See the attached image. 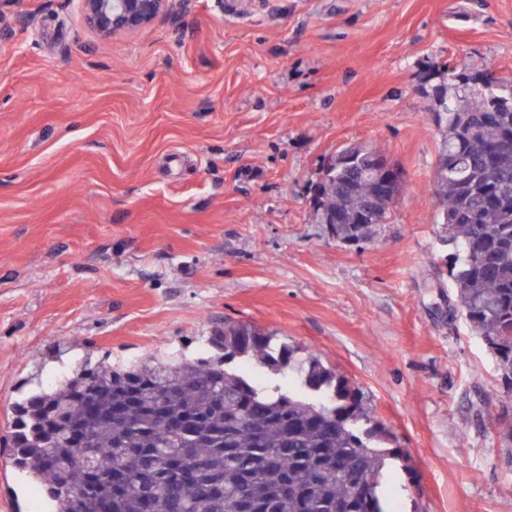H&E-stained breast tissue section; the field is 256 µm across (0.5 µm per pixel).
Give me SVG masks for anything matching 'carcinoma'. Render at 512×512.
I'll return each instance as SVG.
<instances>
[{
    "label": "carcinoma",
    "instance_id": "cac0c4a2",
    "mask_svg": "<svg viewBox=\"0 0 512 512\" xmlns=\"http://www.w3.org/2000/svg\"><path fill=\"white\" fill-rule=\"evenodd\" d=\"M505 82L465 60L446 69V117L434 173L456 304L495 355L512 391V156L490 150L512 131ZM479 119L472 133L465 119ZM375 195L335 168L319 184L320 219L347 243L370 240L358 213ZM208 344L220 355L151 357L127 365L78 364L16 405L14 464L39 483L56 512H387L385 481L398 448L358 387L288 339L226 321ZM279 375L271 385L260 373ZM80 429L82 438L73 436ZM370 478L361 498L354 481Z\"/></svg>",
    "mask_w": 512,
    "mask_h": 512
}]
</instances>
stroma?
I'll return each mask as SVG.
<instances>
[{"mask_svg": "<svg viewBox=\"0 0 512 512\" xmlns=\"http://www.w3.org/2000/svg\"><path fill=\"white\" fill-rule=\"evenodd\" d=\"M512 79V0H186L99 37L76 0H0V512H54L10 405L78 362L196 357L243 321L369 397L392 512H512V392L456 306L432 179L440 74ZM403 174L346 244L314 192L340 148Z\"/></svg>", "mask_w": 512, "mask_h": 512, "instance_id": "35a3bbf8", "label": "stroma"}]
</instances>
